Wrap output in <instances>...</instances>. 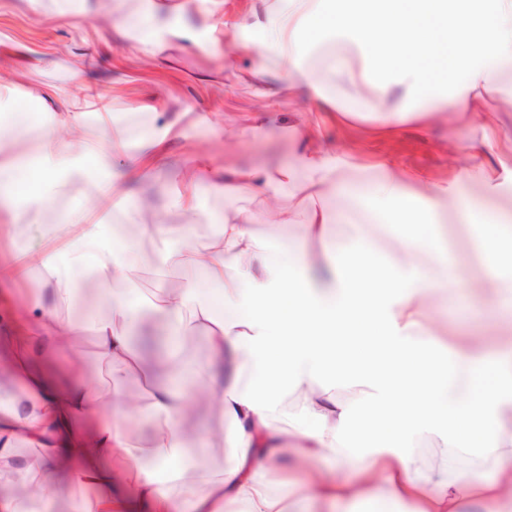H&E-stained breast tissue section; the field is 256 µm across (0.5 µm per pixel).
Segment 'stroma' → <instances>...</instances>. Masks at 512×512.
<instances>
[{
    "instance_id": "35a3bbf8",
    "label": "stroma",
    "mask_w": 512,
    "mask_h": 512,
    "mask_svg": "<svg viewBox=\"0 0 512 512\" xmlns=\"http://www.w3.org/2000/svg\"><path fill=\"white\" fill-rule=\"evenodd\" d=\"M288 0H0V84L23 89L29 104L26 132L0 141V158L25 153L41 128L45 113H62L70 97L93 89L112 107L124 149L109 170L97 176L99 185L118 187L139 206L148 223L168 227L165 241L134 230L138 269L134 286L152 295L158 278L171 286L188 279L184 270L162 268L164 252L179 249L182 225L193 227L194 241L205 245L215 235L225 212L247 206L264 215V199L224 196L204 190L201 209L192 215L169 209L166 191L179 183L197 159L228 168L297 166L303 153L319 147L346 149L349 179L373 176L375 165L389 160L432 181H445L453 167L479 161L483 135L495 136L496 150L505 159L497 175L504 201L512 200V80L503 79L496 109L485 121L461 124L452 117H410L385 126L384 111L393 98H379L359 80L334 72L328 65L338 41L352 49L354 66H361L367 46L356 34L327 28L315 40H298L295 63L303 76L293 80L276 53H264L269 41L271 9ZM153 9L152 37L132 28L144 9ZM59 96L45 98L47 87ZM329 95L345 103L341 114L321 102ZM169 127L166 157L159 168L146 163L143 127ZM255 230L274 250L299 240L295 224L266 219ZM469 282L427 292L431 326L449 340H480L493 347L512 342L491 302L474 298ZM135 336L146 362H158L170 342L168 324L153 307L141 308ZM76 365L88 381L98 380L100 367L90 336L83 335L54 359L35 361V368L65 374ZM127 396L138 408L124 418L131 440L147 442L155 431L148 395L140 382L127 380ZM187 447L207 440V458L214 473H222L232 456L227 445L228 424L215 406L204 403L180 423ZM432 469L448 473L494 471L491 458L444 448L434 432L412 436L405 448Z\"/></svg>"
}]
</instances>
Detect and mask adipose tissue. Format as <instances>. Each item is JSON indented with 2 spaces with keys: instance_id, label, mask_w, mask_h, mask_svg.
<instances>
[{
  "instance_id": "ef3b65f1",
  "label": "adipose tissue",
  "mask_w": 512,
  "mask_h": 512,
  "mask_svg": "<svg viewBox=\"0 0 512 512\" xmlns=\"http://www.w3.org/2000/svg\"><path fill=\"white\" fill-rule=\"evenodd\" d=\"M345 0L331 18L334 26L358 34L371 54L368 70H354L347 49H338L337 73L356 74L376 87L375 74L393 68L401 90L397 113L409 112L410 101L426 95L424 115L454 113L468 120L476 105L496 91L512 73V0ZM319 0H289L287 11L270 23L281 57H293L301 30L319 31ZM83 101L73 100L68 121L77 134L70 142L57 134L58 121L45 124L32 155L0 165V235L15 225L37 226L41 208L86 178L89 169L109 168L121 152L119 137L83 123ZM345 155L316 151L303 155L300 168L309 177L296 184L295 170L250 168L231 171L200 161L191 175L169 192V204L192 213L199 208L197 184L216 191L259 196L298 189L318 201V209L297 213L279 210L281 224H299L300 242L270 252L253 229L255 214L240 209L224 216L218 236L206 247L192 240L185 225L184 245L169 254L178 267L202 273L203 282L160 286L152 303L168 319L171 333L182 323L201 331L212 363L195 384L186 364L168 359L165 378H157L129 341L138 308L114 289L130 280L134 242L128 230L143 227V217L126 193L98 199L96 207L79 205L64 212L52 235L60 247L24 248L11 265L0 267V300L9 301L13 287L31 283L38 295L19 316H9L0 342L14 348L33 344L37 357L50 358L75 336L94 342L99 363L110 381L100 390L78 378L57 381L28 364L12 360L25 375L35 398L0 405V478L24 473L29 494L42 512H52L53 495L46 472L66 474L74 487L95 485V497L82 500L79 512H355L358 501L378 505V512H458L463 495L475 496L484 512H512V351L484 354L471 346L450 343L430 327L423 308L429 289L441 287L433 275L448 264V227L465 228L471 250L483 270L481 284L498 295L512 277V211L494 195L471 197L476 181L491 183L480 165L462 169L446 182L434 183L379 162L371 179H344ZM350 201L372 200L390 205V214L374 222H425L428 237L405 236L407 260L400 265L379 258L373 235L360 233L346 243L330 239L334 217L322 202L328 195ZM121 210L124 229L114 231L112 248L99 245L100 222L91 210ZM318 244L329 275L319 285L309 271L308 244ZM91 277L106 315L71 309L84 277ZM217 286L216 298L203 296L202 284ZM493 374L480 393L462 384L460 373ZM148 384L149 407L160 426L148 446L130 440L120 419L134 407L124 391L127 379ZM351 382L370 391L369 398L345 405L337 401V385ZM205 389L228 423L233 461L223 475L206 464V448L198 446L193 464L180 430L198 389ZM300 393L301 402L285 420L273 412L284 389ZM111 405L116 419L92 433L79 424L96 404ZM418 430L446 438L449 447L465 452L480 445L496 463L492 477L461 473L448 476L428 469L413 457L384 452L364 460L340 459L342 478H312L298 484L272 485L270 475L290 448L314 456L342 447L348 434L362 440L389 436L403 441ZM33 457L18 456L19 446Z\"/></svg>"
}]
</instances>
